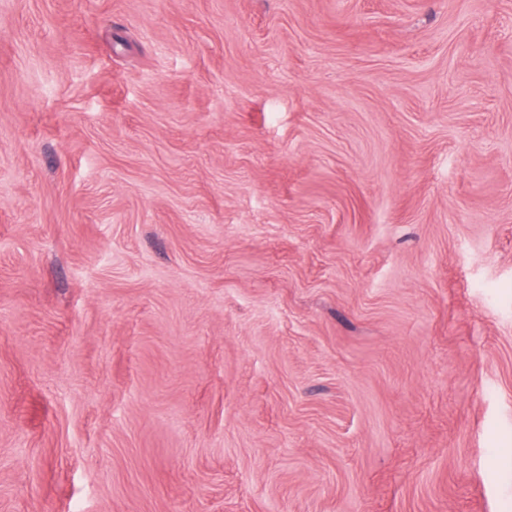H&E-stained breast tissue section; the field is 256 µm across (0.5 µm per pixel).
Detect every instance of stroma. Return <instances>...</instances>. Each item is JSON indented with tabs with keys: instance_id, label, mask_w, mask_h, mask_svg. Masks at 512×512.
<instances>
[{
	"instance_id": "stroma-1",
	"label": "stroma",
	"mask_w": 512,
	"mask_h": 512,
	"mask_svg": "<svg viewBox=\"0 0 512 512\" xmlns=\"http://www.w3.org/2000/svg\"><path fill=\"white\" fill-rule=\"evenodd\" d=\"M0 512H512V0H0Z\"/></svg>"
}]
</instances>
